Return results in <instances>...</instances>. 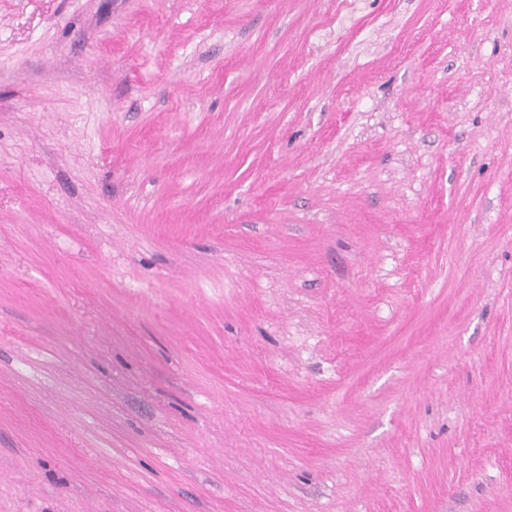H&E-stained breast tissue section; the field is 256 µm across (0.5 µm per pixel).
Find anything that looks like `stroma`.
I'll return each instance as SVG.
<instances>
[{
	"label": "stroma",
	"mask_w": 512,
	"mask_h": 512,
	"mask_svg": "<svg viewBox=\"0 0 512 512\" xmlns=\"http://www.w3.org/2000/svg\"><path fill=\"white\" fill-rule=\"evenodd\" d=\"M0 512H512V0H0Z\"/></svg>",
	"instance_id": "1"
}]
</instances>
